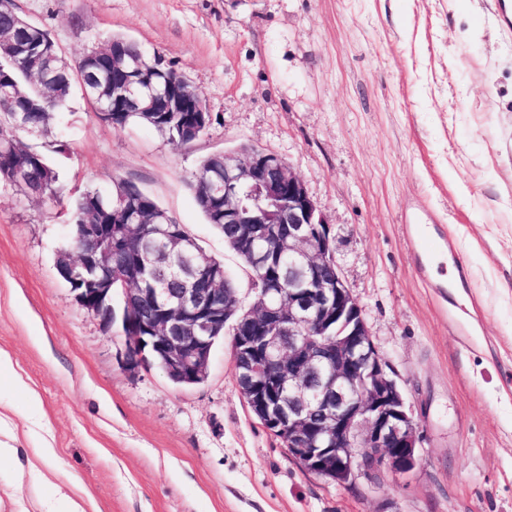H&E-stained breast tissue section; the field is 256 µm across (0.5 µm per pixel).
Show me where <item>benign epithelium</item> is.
<instances>
[{
    "label": "benign epithelium",
    "instance_id": "7a95c632",
    "mask_svg": "<svg viewBox=\"0 0 512 512\" xmlns=\"http://www.w3.org/2000/svg\"><path fill=\"white\" fill-rule=\"evenodd\" d=\"M36 27L19 20L0 28V56L25 49L31 76L50 87H71L68 65L56 48L22 47V34ZM122 51L120 40L91 47L84 55L88 76L78 84L92 99L97 116L109 111L138 112L144 96L160 97L166 112H195L187 137L198 138L209 125V111L199 92L190 95L185 78L156 86V63L139 60L131 69H112V108L89 91L107 73L105 64ZM31 172L22 155L12 159L3 178L29 193ZM214 193L224 196L226 224H286L276 239L277 264L288 269V300L254 293L245 307L237 288H153L156 309L140 325L152 332L127 337L130 361L152 356L188 379L207 375L212 354L210 331L237 314L232 363L237 384L253 415L281 439L288 454L305 470L338 485L360 476L388 471L412 473L420 461V436L397 381L387 373L362 306L343 280L335 260L331 225L317 208L305 183L276 153L256 148L224 153V181ZM83 248L74 256L59 250L57 269L69 282L75 301L106 327L112 312L100 294L112 296V281L101 288H81L85 275L112 268V225L85 224Z\"/></svg>",
    "mask_w": 512,
    "mask_h": 512
}]
</instances>
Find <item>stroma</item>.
<instances>
[{
  "label": "stroma",
  "mask_w": 512,
  "mask_h": 512,
  "mask_svg": "<svg viewBox=\"0 0 512 512\" xmlns=\"http://www.w3.org/2000/svg\"><path fill=\"white\" fill-rule=\"evenodd\" d=\"M67 63L113 36L159 51L211 124L177 146L101 122L81 90L48 135L55 200L0 180V512H512V30L496 0H16ZM280 155L331 224L341 273L422 436L406 477L341 486L302 469L241 395L232 339L178 387L127 363L120 325L55 265L83 190L134 181L223 262L240 258L189 187L207 157ZM436 218L423 265L404 225Z\"/></svg>",
  "instance_id": "stroma-1"
}]
</instances>
